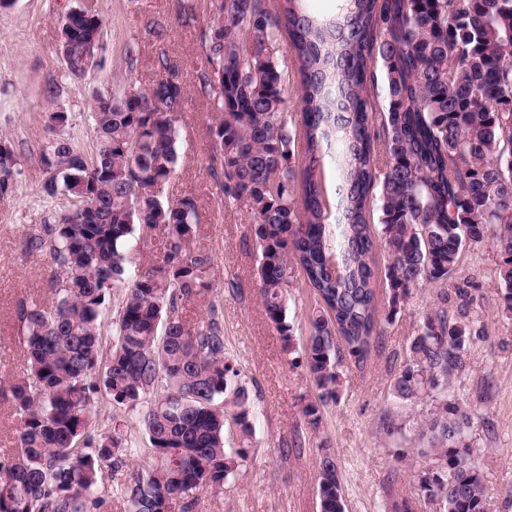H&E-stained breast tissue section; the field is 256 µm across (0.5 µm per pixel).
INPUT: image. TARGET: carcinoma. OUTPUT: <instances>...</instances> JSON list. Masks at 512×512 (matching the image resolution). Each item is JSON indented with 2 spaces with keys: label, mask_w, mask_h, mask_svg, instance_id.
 <instances>
[{
  "label": "carcinoma",
  "mask_w": 512,
  "mask_h": 512,
  "mask_svg": "<svg viewBox=\"0 0 512 512\" xmlns=\"http://www.w3.org/2000/svg\"><path fill=\"white\" fill-rule=\"evenodd\" d=\"M304 0H223L201 36L203 93L220 112L210 126L209 167L221 174L224 202L243 204L254 226L257 279L265 315L294 352L288 288L295 273L315 307L301 365L317 390L302 416L317 430L337 402L341 349L361 366L380 335L378 283L393 300L426 285L443 306L426 316L409 346L392 395L432 399L416 449L417 500L430 512H492L485 476L467 437L472 412L448 398L472 340L473 281L457 279L464 251L493 232L503 307L512 312V0H340L323 22ZM103 17L84 10L62 24L60 55L82 78ZM290 48L299 78L298 112L286 109ZM171 78L147 88L129 82L95 92L94 150L51 139L41 167L50 198H76L85 213L54 212L26 236L29 253L56 268L52 306L16 308L27 368L1 389L18 421L14 447L0 455V512H98L105 473L129 447L114 420L89 432L98 395L135 409L160 388L143 415L150 466L132 473L114 497L127 512H196L197 491L224 492L247 463L253 409L237 365L225 353L224 326L211 299V254L191 247L196 202L161 195L179 160L169 110L185 87ZM302 163L296 164L297 134ZM11 143L0 138V195L13 188ZM152 186L155 191L142 193ZM381 226L375 237L373 219ZM160 229L162 254L132 266V241ZM387 254L384 272L374 255ZM125 293L108 356L102 316L112 290ZM459 300L450 316L444 304ZM207 304L191 325L186 301ZM236 447L224 445L226 422ZM319 512H346L332 453L318 458Z\"/></svg>",
  "instance_id": "obj_1"
}]
</instances>
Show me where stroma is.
<instances>
[{
  "mask_svg": "<svg viewBox=\"0 0 512 512\" xmlns=\"http://www.w3.org/2000/svg\"><path fill=\"white\" fill-rule=\"evenodd\" d=\"M182 0H14L0 10V138L12 144L17 164L14 190L0 196V380L24 370V353L15 309L21 300L50 301L53 267L47 258L27 253L24 240L34 224L53 212L72 207L67 197L46 198L39 157L51 137L46 127L49 104L45 90L60 89L56 106L70 121L62 134L83 153H91L90 117L94 91L113 90L129 80L148 85L164 75L156 64L166 55L186 89L177 114L181 164L164 187L168 198H193L201 223L198 247L214 260L217 290L213 299L224 324L228 355L237 363L253 405L251 456L221 494L199 493L198 512H319L316 468L321 448L336 459L347 512H391L392 504L413 497L414 454L422 447L418 425L429 402L405 403L393 398L397 378L426 314L440 301L431 287L414 290L396 316H389V294L379 292V309L387 314L363 367L343 361L342 390L326 406L319 429L302 416L315 387L304 368L292 365L278 333L268 322L256 285L254 226L245 206L224 204L220 183L208 167L209 127L215 121L201 91L206 69L202 31L214 16L206 0H196L194 16L184 15ZM78 6L98 11L106 20L103 66L84 79L68 76L57 52L58 27ZM135 59H127V46ZM499 248L486 237L468 248L459 277L476 282L470 317L480 331L465 364L452 382L453 399L474 413L470 441L476 452L495 512H512V314L503 307L497 274ZM141 410L99 401L92 430L104 433L120 420L131 439L125 465L105 482L112 488L146 468ZM402 427L388 437L384 420ZM405 454L404 462L393 459Z\"/></svg>",
  "mask_w": 512,
  "mask_h": 512,
  "instance_id": "stroma-1",
  "label": "stroma"
}]
</instances>
